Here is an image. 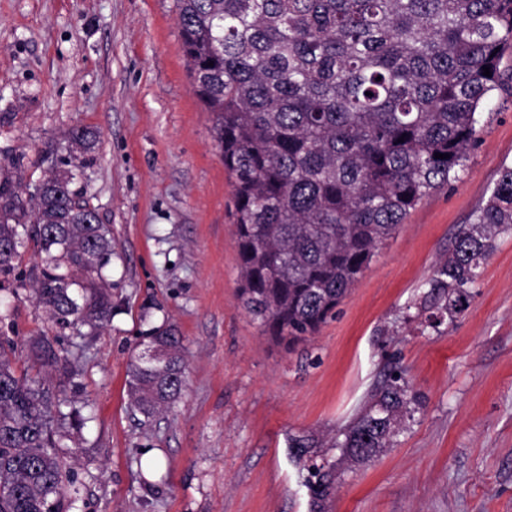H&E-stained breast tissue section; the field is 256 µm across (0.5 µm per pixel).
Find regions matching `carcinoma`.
Listing matches in <instances>:
<instances>
[{
	"label": "carcinoma",
	"mask_w": 512,
	"mask_h": 512,
	"mask_svg": "<svg viewBox=\"0 0 512 512\" xmlns=\"http://www.w3.org/2000/svg\"><path fill=\"white\" fill-rule=\"evenodd\" d=\"M176 9L193 90L215 116L234 178L238 297L275 339L307 342L408 211L464 169L482 107L502 85L512 0H176ZM68 142L64 168L34 184L32 223L21 184L0 182V245H10L0 274L14 271L23 237L35 240L38 303L62 325L95 331L112 316L102 287L112 237L77 184L96 133L76 127ZM508 231L512 167L424 284L440 313L451 319L467 305ZM183 341L175 325L155 327L133 356L128 392L147 419L183 394ZM31 350L46 365L61 361L42 338ZM13 353L1 340L0 512H71L55 424L77 412L62 411L60 391L17 374ZM417 410L407 386L387 383L336 446L368 462ZM288 447L307 462L314 441L294 435ZM309 469L313 512H325L336 464Z\"/></svg>",
	"instance_id": "carcinoma-1"
}]
</instances>
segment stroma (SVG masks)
I'll use <instances>...</instances> for the list:
<instances>
[{
    "mask_svg": "<svg viewBox=\"0 0 512 512\" xmlns=\"http://www.w3.org/2000/svg\"><path fill=\"white\" fill-rule=\"evenodd\" d=\"M197 99L175 0H0V179L33 184L75 126L95 131L81 170L112 231V318L80 335L34 293L26 242L0 275V336L18 372L62 387L76 512H311L291 435L340 461L336 438L386 374L421 408L378 459L344 469L328 512H512V233L454 320L429 326L423 285L512 166V80L486 103L459 178L423 198L307 343L273 340L238 298L234 191ZM184 337L187 385L151 421L130 405L142 332ZM66 352L71 379L28 341Z\"/></svg>",
    "mask_w": 512,
    "mask_h": 512,
    "instance_id": "stroma-1",
    "label": "stroma"
}]
</instances>
